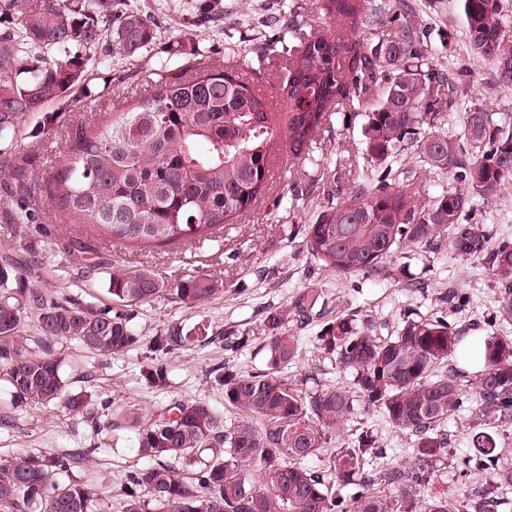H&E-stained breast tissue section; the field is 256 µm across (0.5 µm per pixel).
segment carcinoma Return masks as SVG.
Wrapping results in <instances>:
<instances>
[{
	"label": "carcinoma",
	"instance_id": "cac0c4a2",
	"mask_svg": "<svg viewBox=\"0 0 512 512\" xmlns=\"http://www.w3.org/2000/svg\"><path fill=\"white\" fill-rule=\"evenodd\" d=\"M366 0H317V9L342 23L338 33L308 35L291 47L282 43L287 74L280 84L288 111L249 87L248 78L222 67L202 66L194 76H160L154 92L135 107L118 106L106 129L81 133L65 163L49 175L57 207L102 230L114 244L140 249L205 242L224 225L265 199L271 190L268 163L282 144L288 155H310L326 114L340 104L363 105L377 75L387 87L364 114L361 136L367 166L353 174L346 200L321 211L305 229L311 256L344 277L395 278L391 267L406 248L436 249L448 242L462 257H483L499 284L497 318L512 325V242L490 244L486 228L471 223L480 200L498 197L512 183V114L495 113L480 98H464V71L440 73L429 62L424 31L397 20L384 32L386 4ZM115 8V25L101 14ZM467 46L489 61L498 82L512 89V31L501 0H457ZM302 4L285 5L288 32L299 27ZM378 35L364 45L365 34ZM154 30L149 18L111 0H51L39 10L24 0L0 4V144L21 119L78 85L88 68L111 56L147 50ZM464 108L460 132L450 133L445 111ZM16 165V207L11 224L39 220L36 187ZM448 174L454 185L428 195L419 177ZM28 259L0 266V381L28 405L60 403L73 413L91 412L87 396L69 391L55 347L76 341L108 358L138 342L131 314L95 310L31 284ZM223 280L191 273L170 280L146 269L114 270L108 293L120 302L151 301L162 295L187 307L209 302ZM318 301L311 292L267 313V369L243 373L226 363L215 382L224 402L239 411L226 429L206 402L180 401L173 413L154 414L137 426V448L151 460L124 487L125 512H461L443 497L423 499L437 464L448 456V418L471 399L485 430L472 438V460L491 471L495 484L512 488V466H498V428L512 423V336L486 337L478 348V371L470 375L448 360L464 337L448 313L404 316L392 334L378 333L369 316L341 313L323 325L318 348L351 373L343 386L309 391L279 376L297 357L289 323L310 322ZM39 331L31 343L24 323ZM205 321L185 332L177 326L158 334L154 349L207 344ZM151 388L165 385L164 364L142 372ZM365 405L382 411L394 428L415 438L406 466L379 467L376 440L355 432L336 446L320 470L307 461L327 450L339 427ZM39 453L0 461V512H92L94 489L69 476L76 459ZM194 467L184 477L174 466ZM507 505L487 496L472 512H498Z\"/></svg>",
	"mask_w": 512,
	"mask_h": 512
}]
</instances>
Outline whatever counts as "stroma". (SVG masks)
Listing matches in <instances>:
<instances>
[{
	"label": "stroma",
	"mask_w": 512,
	"mask_h": 512,
	"mask_svg": "<svg viewBox=\"0 0 512 512\" xmlns=\"http://www.w3.org/2000/svg\"><path fill=\"white\" fill-rule=\"evenodd\" d=\"M150 15L155 38L143 56L113 59L110 66L92 67L82 88L49 102L44 111L28 113L7 152L0 153V261L24 252L38 259L35 274L50 294H68L96 308L128 309L142 341L109 358L84 350L76 342L58 348L62 371L72 392L91 398L96 418L76 415L62 406H24L0 385V459H21L33 453H65L96 445L97 450L72 471L76 480L91 484L96 492L93 512H124L123 484L145 465L136 448L133 417L147 419L178 401H204L232 426L237 412L224 403L214 382L213 368L224 362L245 372L266 368L263 320L268 311L289 305L303 292L318 295L320 317L299 329L298 355L284 368V379L296 382L316 373L322 386L348 384L351 375L322 360L314 341L326 319L338 312L372 316L393 328L408 313L418 316L447 312L457 330L475 343L505 333L496 318L498 286L481 258H462L450 248L409 253L407 276L425 280L426 288L407 287L405 281L384 278H345L315 261L305 245L304 227L331 204L343 201L353 182L340 157L361 161L362 115L352 110L332 114L318 136L309 160L297 162L280 154L271 164V190L264 201L246 215L226 225L211 242L137 249L100 240L94 227L77 223L59 210L46 181L65 159L79 131L98 132L110 119L115 103L136 105L154 90L158 72L188 78L200 62L233 67L248 74L254 90L272 100L280 98L284 78L274 61L257 62L259 47L276 45L277 20L284 0H129ZM408 20L426 30L430 59L438 69L463 67L464 90L484 98L496 112L512 113V90L501 88L495 69L468 53L464 29L455 0H407ZM182 54L173 55L176 44ZM25 157L27 174L37 185L40 220L35 224H9L4 217L16 202L11 169L15 158ZM473 215L493 238L512 239V185L497 199L477 203ZM71 240L88 244L87 252H69ZM148 268L163 279L198 269L221 276L224 290L209 303L195 308L161 297L129 306L113 300L108 277L116 268ZM458 292L463 305L447 308L441 298ZM208 321L215 330L235 332L245 338L236 353L222 344L174 347L158 353L167 368L162 388L145 385L141 376L149 363L147 343L171 326L191 329ZM473 403H465L446 425L448 457L437 467L433 482L422 496H445L462 502L490 484L482 471L464 475L462 461L470 438L479 432ZM348 430L370 432L385 452L386 463L401 466L411 460L413 437L393 428L376 410H363Z\"/></svg>",
	"instance_id": "obj_1"
}]
</instances>
